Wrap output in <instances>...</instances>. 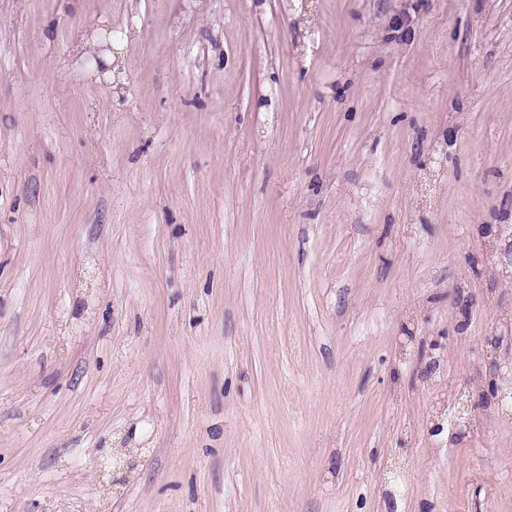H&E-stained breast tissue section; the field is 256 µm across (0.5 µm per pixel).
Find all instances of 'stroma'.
<instances>
[{
  "label": "stroma",
  "instance_id": "obj_1",
  "mask_svg": "<svg viewBox=\"0 0 512 512\" xmlns=\"http://www.w3.org/2000/svg\"><path fill=\"white\" fill-rule=\"evenodd\" d=\"M502 224L512 0H0V512H512Z\"/></svg>",
  "mask_w": 512,
  "mask_h": 512
}]
</instances>
